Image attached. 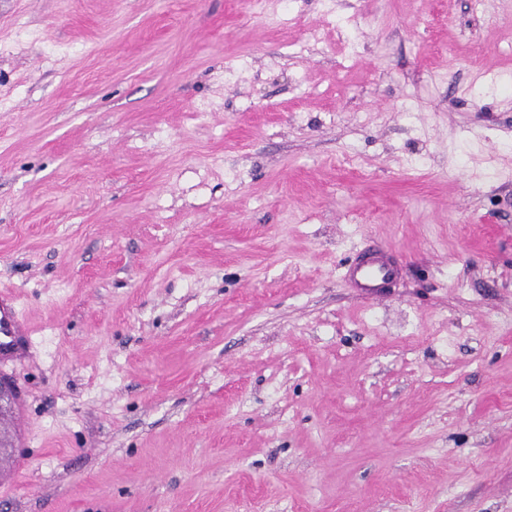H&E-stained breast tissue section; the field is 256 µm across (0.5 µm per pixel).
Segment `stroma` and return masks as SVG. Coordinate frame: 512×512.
<instances>
[{"mask_svg":"<svg viewBox=\"0 0 512 512\" xmlns=\"http://www.w3.org/2000/svg\"><path fill=\"white\" fill-rule=\"evenodd\" d=\"M1 291L0 512H512V10L0 0ZM400 268L383 246L364 250L362 255L349 264L345 276L356 288H362L372 298L381 297V288L398 278ZM19 314L16 298L10 292L0 293V359L8 360L19 353Z\"/></svg>","mask_w":512,"mask_h":512,"instance_id":"stroma-1","label":"stroma"}]
</instances>
